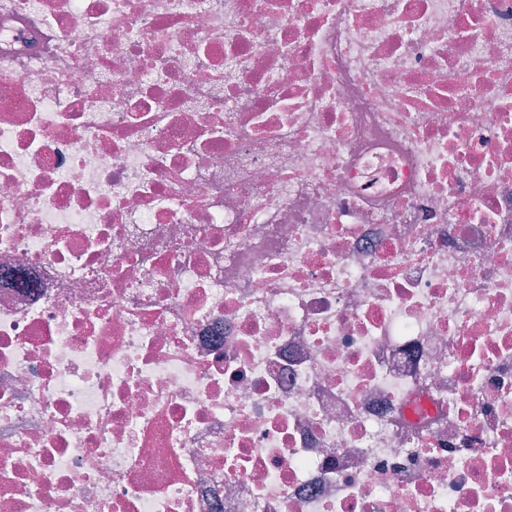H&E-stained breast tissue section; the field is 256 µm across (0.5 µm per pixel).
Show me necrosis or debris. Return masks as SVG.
Returning <instances> with one entry per match:
<instances>
[{
  "instance_id": "obj_1",
  "label": "necrosis or debris",
  "mask_w": 512,
  "mask_h": 512,
  "mask_svg": "<svg viewBox=\"0 0 512 512\" xmlns=\"http://www.w3.org/2000/svg\"><path fill=\"white\" fill-rule=\"evenodd\" d=\"M0 512H512V0H0Z\"/></svg>"
}]
</instances>
